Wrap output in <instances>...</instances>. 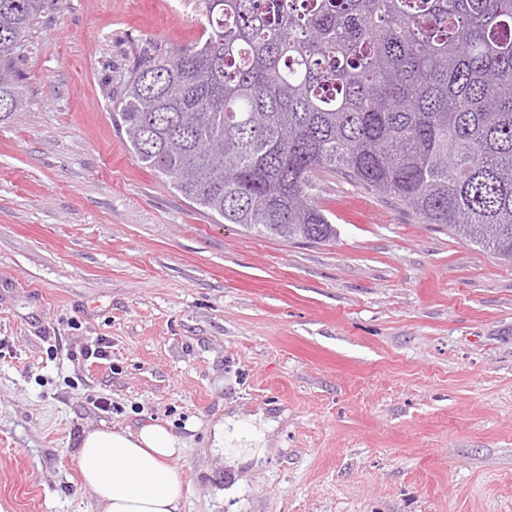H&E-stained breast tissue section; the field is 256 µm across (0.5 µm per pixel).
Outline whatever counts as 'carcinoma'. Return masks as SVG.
Instances as JSON below:
<instances>
[{"mask_svg":"<svg viewBox=\"0 0 512 512\" xmlns=\"http://www.w3.org/2000/svg\"><path fill=\"white\" fill-rule=\"evenodd\" d=\"M205 39L140 64L115 109L140 163L255 236L327 243L336 173L512 263V0H198ZM63 0H0L16 43Z\"/></svg>","mask_w":512,"mask_h":512,"instance_id":"cac0c4a2","label":"carcinoma"}]
</instances>
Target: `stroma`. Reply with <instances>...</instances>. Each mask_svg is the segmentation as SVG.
<instances>
[{
  "label": "stroma",
  "mask_w": 512,
  "mask_h": 512,
  "mask_svg": "<svg viewBox=\"0 0 512 512\" xmlns=\"http://www.w3.org/2000/svg\"><path fill=\"white\" fill-rule=\"evenodd\" d=\"M205 24L198 0H65L18 52L0 512H100L75 453L103 423L184 442L182 512H512V264L333 174L334 241L247 235L129 152L133 68ZM233 414L278 426L230 466L210 426Z\"/></svg>",
  "instance_id": "stroma-1"
}]
</instances>
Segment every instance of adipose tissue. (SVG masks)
Wrapping results in <instances>:
<instances>
[{
	"instance_id": "ef3b65f1",
	"label": "adipose tissue",
	"mask_w": 512,
	"mask_h": 512,
	"mask_svg": "<svg viewBox=\"0 0 512 512\" xmlns=\"http://www.w3.org/2000/svg\"><path fill=\"white\" fill-rule=\"evenodd\" d=\"M212 434L216 447L234 459L259 447L264 437L233 415L215 423ZM182 448V440L160 424L136 430L100 426L84 431L76 461L83 488L101 512H181Z\"/></svg>"
}]
</instances>
